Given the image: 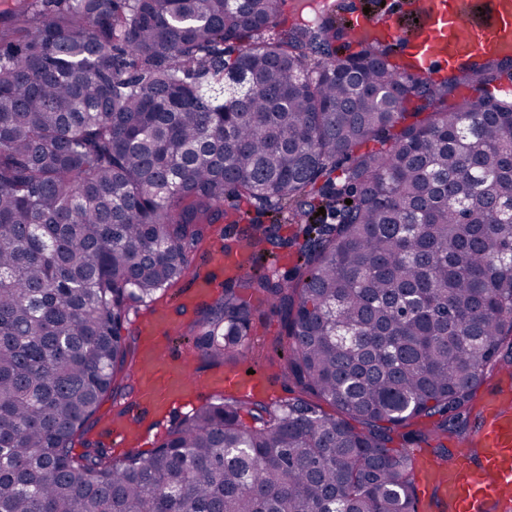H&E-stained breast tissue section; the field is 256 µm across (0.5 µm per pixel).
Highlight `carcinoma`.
<instances>
[{
    "instance_id": "carcinoma-1",
    "label": "carcinoma",
    "mask_w": 512,
    "mask_h": 512,
    "mask_svg": "<svg viewBox=\"0 0 512 512\" xmlns=\"http://www.w3.org/2000/svg\"><path fill=\"white\" fill-rule=\"evenodd\" d=\"M44 2L0 10V512H417L391 444L448 460L512 366V97L490 89L512 59L424 77L319 0L289 26L288 0ZM245 204L271 223L224 243L246 271L199 308L194 349L244 357L259 294L283 378L334 413L229 395L148 454L75 453L130 311ZM302 222L293 272L262 266Z\"/></svg>"
}]
</instances>
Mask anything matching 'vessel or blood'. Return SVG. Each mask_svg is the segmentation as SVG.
<instances>
[{"label": "vessel or blood", "instance_id": "obj_1", "mask_svg": "<svg viewBox=\"0 0 512 512\" xmlns=\"http://www.w3.org/2000/svg\"><path fill=\"white\" fill-rule=\"evenodd\" d=\"M416 22L406 28L402 14ZM354 33L400 49L426 74L456 67L483 54L512 57V0H394L389 13L351 12ZM173 356L154 350L143 374L140 400L151 407L186 390L181 374L172 373ZM481 416L470 449L448 463L429 460L413 449L414 471L424 512H498L512 500V391L495 390L478 401Z\"/></svg>", "mask_w": 512, "mask_h": 512}]
</instances>
